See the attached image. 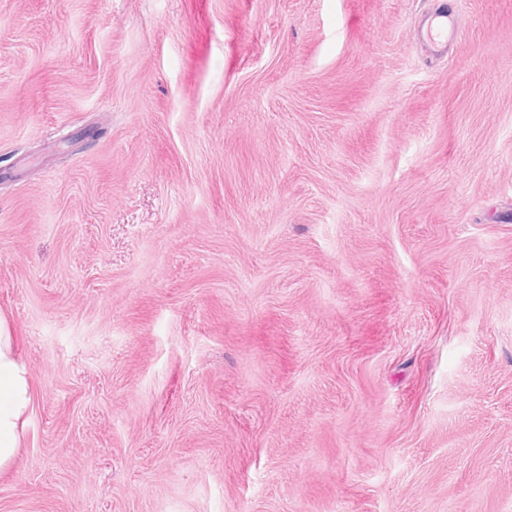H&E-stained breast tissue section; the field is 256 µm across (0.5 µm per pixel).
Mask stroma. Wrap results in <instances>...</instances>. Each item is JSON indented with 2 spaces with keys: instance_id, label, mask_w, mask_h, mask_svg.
I'll list each match as a JSON object with an SVG mask.
<instances>
[{
  "instance_id": "35a3bbf8",
  "label": "stroma",
  "mask_w": 512,
  "mask_h": 512,
  "mask_svg": "<svg viewBox=\"0 0 512 512\" xmlns=\"http://www.w3.org/2000/svg\"><path fill=\"white\" fill-rule=\"evenodd\" d=\"M0 312V512H512V0H0ZM455 33L453 16L446 7L441 6L430 16L424 31L426 40L431 43L448 42V37ZM18 344L14 328L0 312V473L12 467L34 406L32 376L18 355Z\"/></svg>"
}]
</instances>
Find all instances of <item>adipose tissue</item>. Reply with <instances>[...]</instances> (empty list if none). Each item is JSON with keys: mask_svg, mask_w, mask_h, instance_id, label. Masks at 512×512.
Masks as SVG:
<instances>
[{"mask_svg": "<svg viewBox=\"0 0 512 512\" xmlns=\"http://www.w3.org/2000/svg\"><path fill=\"white\" fill-rule=\"evenodd\" d=\"M18 344L7 316L0 313V473L12 467L34 406L32 376Z\"/></svg>", "mask_w": 512, "mask_h": 512, "instance_id": "1", "label": "adipose tissue"}]
</instances>
